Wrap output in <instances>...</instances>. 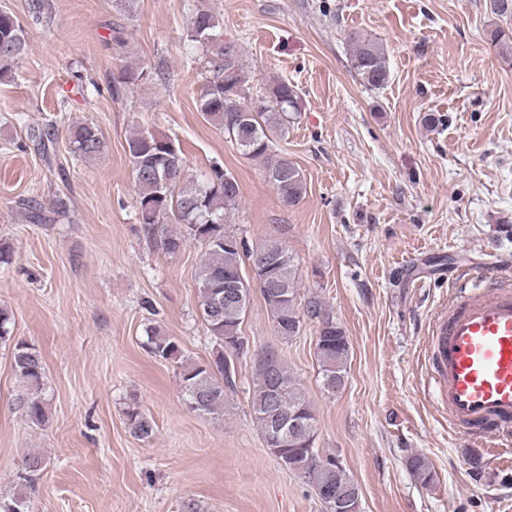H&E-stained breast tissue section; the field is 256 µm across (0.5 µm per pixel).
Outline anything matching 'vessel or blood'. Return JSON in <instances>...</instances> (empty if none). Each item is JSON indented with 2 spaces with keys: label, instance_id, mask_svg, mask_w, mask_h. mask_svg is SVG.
<instances>
[{
  "label": "vessel or blood",
  "instance_id": "1",
  "mask_svg": "<svg viewBox=\"0 0 512 512\" xmlns=\"http://www.w3.org/2000/svg\"><path fill=\"white\" fill-rule=\"evenodd\" d=\"M463 293L434 320L428 366L449 425L496 455L512 437V281L456 272Z\"/></svg>",
  "mask_w": 512,
  "mask_h": 512
}]
</instances>
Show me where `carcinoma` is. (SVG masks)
<instances>
[{"instance_id": "cac0c4a2", "label": "carcinoma", "mask_w": 512, "mask_h": 512, "mask_svg": "<svg viewBox=\"0 0 512 512\" xmlns=\"http://www.w3.org/2000/svg\"><path fill=\"white\" fill-rule=\"evenodd\" d=\"M25 8L37 23L48 17L52 6L50 0H26ZM487 8L500 19L512 20V0H489ZM186 41L202 52L207 65L199 111L221 127L243 155L262 162L265 180L283 205L298 204L306 194L304 177L288 152L277 148V141L288 135L290 119L303 108L295 85L277 78L271 80L265 93L253 95L238 45L224 40L220 20L209 8L199 7L191 16ZM491 41L499 55L512 57V28H496ZM348 42L351 69L360 84L369 89L385 86L391 70L383 45L359 33L349 34ZM25 45L26 32L17 16L0 10V78L8 74ZM147 77L144 68L131 63L123 65L113 80L130 87ZM54 135L52 125L32 127L29 131V139L46 152ZM170 144L169 137L145 129L133 132L127 140L141 224L146 235L159 242L167 253L181 251L190 239L204 246L195 278L198 309L208 335L219 346L226 338L244 336L242 324L251 285L255 284L280 342L293 340L305 323L315 324L321 386L328 393L343 389L348 379L350 342L330 306L313 294L298 301L294 258L282 243L270 240L254 247L226 229L234 219L240 197L237 179L218 163L200 176L189 174L181 148L172 150ZM70 145L74 154L93 160L102 153L104 141L95 125L77 123L71 130ZM23 206L32 222L42 224L52 221V214L65 212L67 203L59 198L47 209L37 200L28 199ZM171 220L184 225L185 230L170 228ZM256 258L264 264L256 272L246 273V267ZM11 323V312L1 307L0 344L12 343V369L24 387L17 405L29 422L40 426L47 420L43 358L35 345L12 336ZM145 333L144 346L152 355L178 364L180 388L188 407L215 418L224 416L236 372H225L222 362H197L184 356L177 338L162 333L156 326L147 327ZM253 365L251 415L262 439L268 438L281 411L295 414L302 423L288 447L276 451L278 456L288 458L289 471L315 492L327 485L344 491L359 490L351 474L336 459L320 456L315 446V410L282 355L268 360L255 353ZM125 416L133 437L143 442L153 439L155 423L151 417L133 406ZM46 465L45 456L39 452L24 456L14 491L0 495V512H29L36 477ZM408 468L422 487L429 488L435 483L436 473L426 457L410 456Z\"/></svg>"}]
</instances>
